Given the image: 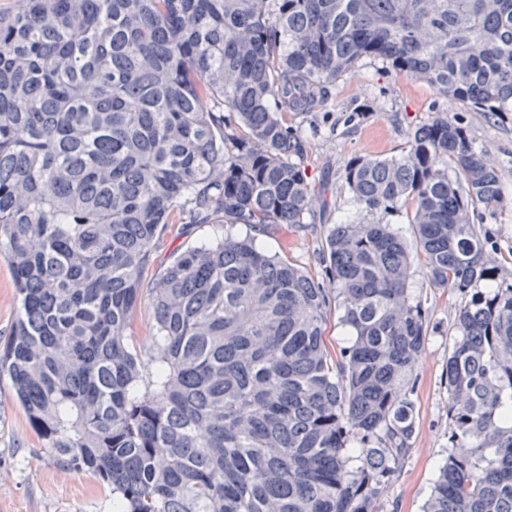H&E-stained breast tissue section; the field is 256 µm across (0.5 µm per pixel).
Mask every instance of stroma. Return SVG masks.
Instances as JSON below:
<instances>
[{"label": "stroma", "mask_w": 512, "mask_h": 512, "mask_svg": "<svg viewBox=\"0 0 512 512\" xmlns=\"http://www.w3.org/2000/svg\"><path fill=\"white\" fill-rule=\"evenodd\" d=\"M438 112L464 127L475 147L486 150L499 171L506 207L496 218L485 219L483 228L492 256L512 269V112L475 111L419 80L396 74L388 63L373 57L358 59L349 73L337 79L324 110L288 114L289 126L309 141L303 167L325 206L305 216L303 224L256 234L257 245L287 258L320 282L324 279L322 241L329 225L371 217L411 237L406 210L372 216L362 210L345 182L344 168L355 156L401 154L407 131ZM245 232L241 224L196 223L188 206L174 211L141 272L143 287H152L174 256L186 248ZM410 288L428 309L431 326L410 382L416 418L411 452L379 502V512H422L437 468L448 455L446 363L453 343L450 326L463 299L448 289L431 287L419 264L413 267ZM0 512H112V494L106 486L89 473L54 461L6 378L0 380Z\"/></svg>", "instance_id": "stroma-1"}]
</instances>
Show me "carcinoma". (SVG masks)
<instances>
[{
	"label": "carcinoma",
	"instance_id": "cac0c4a2",
	"mask_svg": "<svg viewBox=\"0 0 512 512\" xmlns=\"http://www.w3.org/2000/svg\"><path fill=\"white\" fill-rule=\"evenodd\" d=\"M480 112H512V0H11L0 8V258L19 296L0 379L55 462L112 512H377L415 432L430 319L465 297L446 365L448 457L424 512H512V274L473 216L501 177L436 115L398 157L344 169L366 212L329 225L327 284L225 234L141 271L175 208L256 231L324 206L308 141L361 57ZM454 177L448 176V168ZM334 294L348 345L324 340ZM148 299L149 364L126 330Z\"/></svg>",
	"mask_w": 512,
	"mask_h": 512
}]
</instances>
